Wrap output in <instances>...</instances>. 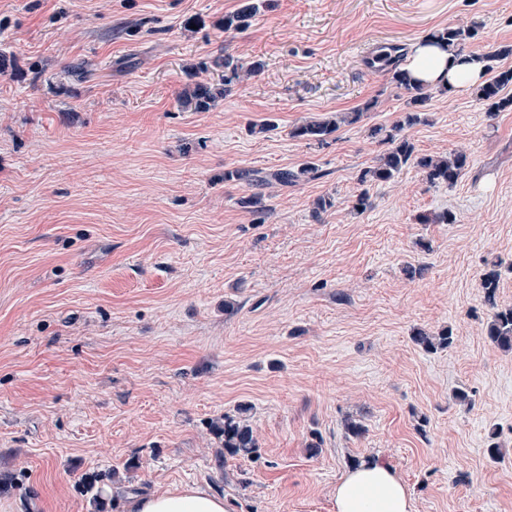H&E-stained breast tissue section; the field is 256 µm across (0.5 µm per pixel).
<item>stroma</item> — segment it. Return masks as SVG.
Masks as SVG:
<instances>
[{
  "label": "stroma",
  "mask_w": 512,
  "mask_h": 512,
  "mask_svg": "<svg viewBox=\"0 0 512 512\" xmlns=\"http://www.w3.org/2000/svg\"><path fill=\"white\" fill-rule=\"evenodd\" d=\"M245 2L0 0V508L127 512L188 484L229 512H334L378 457L413 512H512V353L480 288L487 259L512 262V111L433 90L405 133L465 150L458 182H358L386 149L371 128L408 110L367 59L462 25L466 53L512 45V0H263L224 32ZM225 53L264 68L185 109L198 79L222 84L193 64ZM355 111L327 144L289 135ZM306 162L320 178L262 187L259 219L224 179ZM445 328L446 349L411 339ZM240 413L252 460L212 431ZM258 10L259 7L257 3L251 0V3L244 5L238 11L225 15L223 24L224 32L246 29Z\"/></svg>",
  "instance_id": "stroma-1"
}]
</instances>
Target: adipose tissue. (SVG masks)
Listing matches in <instances>:
<instances>
[{
  "label": "adipose tissue",
  "instance_id": "adipose-tissue-1",
  "mask_svg": "<svg viewBox=\"0 0 512 512\" xmlns=\"http://www.w3.org/2000/svg\"><path fill=\"white\" fill-rule=\"evenodd\" d=\"M409 74L448 93L474 88L484 80V64L477 55H459L453 49L416 42L404 63ZM336 512H413L406 485L386 464L362 462L346 473L334 491ZM131 512H227L221 495L199 486H172L135 498Z\"/></svg>",
  "mask_w": 512,
  "mask_h": 512
}]
</instances>
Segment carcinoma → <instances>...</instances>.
<instances>
[{
    "label": "carcinoma",
    "mask_w": 512,
    "mask_h": 512,
    "mask_svg": "<svg viewBox=\"0 0 512 512\" xmlns=\"http://www.w3.org/2000/svg\"><path fill=\"white\" fill-rule=\"evenodd\" d=\"M257 3L251 2L238 11L224 16V31L243 30L247 28L257 14ZM473 36L469 28L447 27L432 34V38L441 46H449L458 53H463L466 41ZM400 48L385 46L368 59V67L389 76L391 83L408 94V105L413 111L405 113L403 119L391 127L377 126L371 129V136L381 137L388 144L387 151L374 165L364 169L360 174L361 183L388 182L393 180L403 169H419L426 180L433 185L454 186L469 167L468 155L464 151L454 150L445 156L420 155L416 153L413 143L404 134V129L424 121L423 108L430 97L431 88L411 79L408 72L399 64ZM512 55V45H505L485 56L488 79L477 87V96L487 106L489 117L512 109V68L500 69L494 62L501 57ZM200 70L219 68L224 70V88L216 91L207 83H196L185 91L182 103L195 112H207L212 109L221 96L232 91L233 86L248 76L257 74L262 63L256 61L245 68L235 57L227 54L217 56L210 62L196 65ZM359 112H336L314 121H307L293 126L289 136L299 140L324 143L344 124H353L359 120ZM321 177L318 168L306 162L293 169H279L269 175L250 169L224 171V181L244 182L248 185L264 183L266 185H295L302 181L316 180ZM241 205L253 215H261L266 210L264 195L253 193L241 199ZM502 261L499 259L487 263L480 288L484 302L490 308V320L487 323V335L493 343L504 351L512 352V308H500L497 305V293L500 285ZM413 341L427 351L447 348L452 344L450 329L445 328L437 334L418 330ZM224 448L230 455L243 458L257 456L258 445L252 428L241 418L224 416Z\"/></svg>",
    "instance_id": "obj_1"
}]
</instances>
